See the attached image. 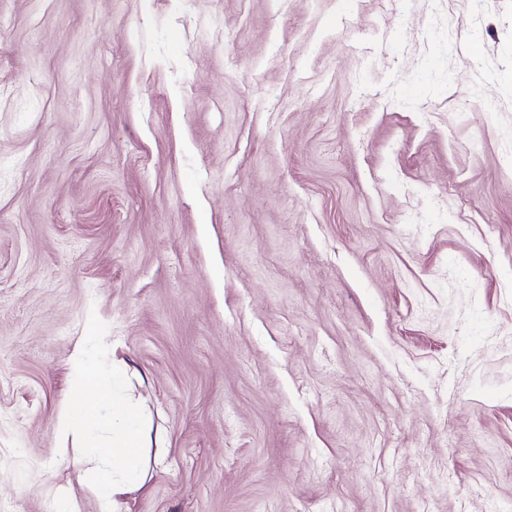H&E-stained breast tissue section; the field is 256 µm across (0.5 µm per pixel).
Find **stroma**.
I'll use <instances>...</instances> for the list:
<instances>
[{
	"label": "stroma",
	"instance_id": "stroma-1",
	"mask_svg": "<svg viewBox=\"0 0 512 512\" xmlns=\"http://www.w3.org/2000/svg\"><path fill=\"white\" fill-rule=\"evenodd\" d=\"M92 311L120 512H512V0H0V512Z\"/></svg>",
	"mask_w": 512,
	"mask_h": 512
}]
</instances>
